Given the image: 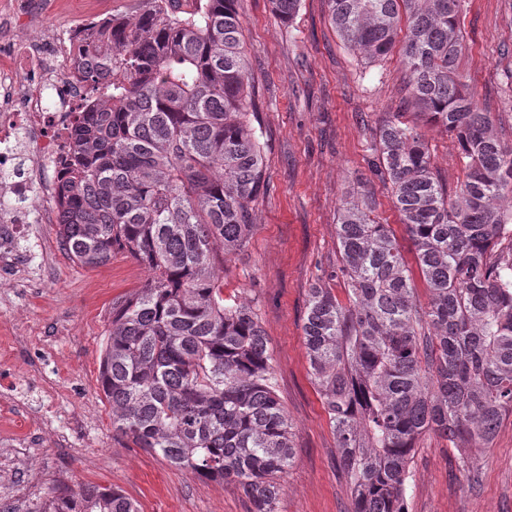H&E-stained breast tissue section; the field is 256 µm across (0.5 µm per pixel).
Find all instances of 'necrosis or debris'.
<instances>
[{
  "label": "necrosis or debris",
  "instance_id": "4bbe7bcc",
  "mask_svg": "<svg viewBox=\"0 0 512 512\" xmlns=\"http://www.w3.org/2000/svg\"><path fill=\"white\" fill-rule=\"evenodd\" d=\"M49 6V0H0V262L5 263L13 262V246L28 225L61 220L58 208L36 213L29 202L53 196L76 111L92 93L82 71L102 65L85 50L86 19L33 40L21 36L24 23Z\"/></svg>",
  "mask_w": 512,
  "mask_h": 512
}]
</instances>
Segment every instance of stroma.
Instances as JSON below:
<instances>
[{"mask_svg": "<svg viewBox=\"0 0 512 512\" xmlns=\"http://www.w3.org/2000/svg\"><path fill=\"white\" fill-rule=\"evenodd\" d=\"M250 81L266 143V187L254 202L244 254L224 262L225 292L256 311L273 357L276 393L292 424L295 456L277 512H350L351 496L328 416L309 373L303 322L312 284L346 300L336 220L346 195L366 194L374 218L409 241L388 184L368 169L373 130L400 105L407 70L400 51L367 63L330 25L326 0H301L282 24L269 0H237ZM466 48L459 62L498 135L512 139V104L502 83L512 70V0H462ZM435 171L448 188L463 173L454 139L424 127ZM54 224L30 225L18 245L25 263L0 279V378L26 380L31 398L50 394L60 418L28 457L0 445L14 482L40 471L76 485L116 486L140 512H250L234 484L206 481L170 466L112 430L98 377L112 305L145 285L129 254L86 269L61 249ZM408 512H512V417L476 464L463 465L448 441L421 437L410 465Z\"/></svg>", "mask_w": 512, "mask_h": 512, "instance_id": "35a3bbf8", "label": "stroma"}]
</instances>
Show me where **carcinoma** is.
I'll use <instances>...</instances> for the list:
<instances>
[{
  "label": "carcinoma",
  "instance_id": "cac0c4a2",
  "mask_svg": "<svg viewBox=\"0 0 512 512\" xmlns=\"http://www.w3.org/2000/svg\"><path fill=\"white\" fill-rule=\"evenodd\" d=\"M96 26L89 71L98 97L71 130L56 187L59 244L96 269L125 251L150 272L112 304L99 383L112 430L193 476L239 486L251 512H274L294 460L269 341L243 298L224 296V255L245 251L264 190L237 0H147ZM291 23L300 0H272ZM330 23L368 61L406 26L405 107L372 137L427 286L372 198L344 200L339 272L348 295L309 288L303 324L313 381L348 478L351 512H407L420 437L446 438L466 465L512 416V140L493 129L458 72L461 0H328ZM452 136L463 179L450 192L405 112ZM62 512H139L121 490L58 488Z\"/></svg>",
  "mask_w": 512,
  "mask_h": 512
}]
</instances>
